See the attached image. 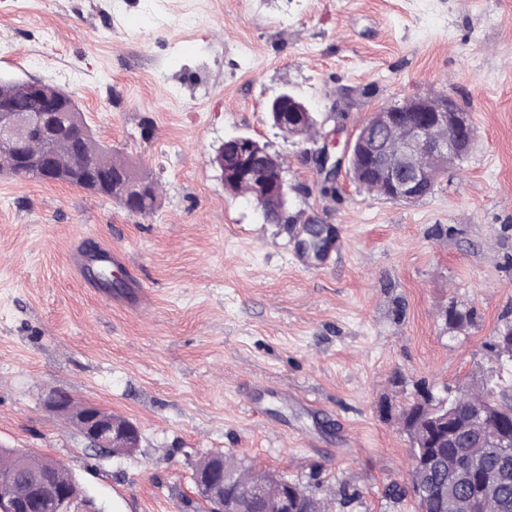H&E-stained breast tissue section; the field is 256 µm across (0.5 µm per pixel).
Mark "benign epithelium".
I'll return each instance as SVG.
<instances>
[{"label": "benign epithelium", "instance_id": "7a95c632", "mask_svg": "<svg viewBox=\"0 0 512 512\" xmlns=\"http://www.w3.org/2000/svg\"><path fill=\"white\" fill-rule=\"evenodd\" d=\"M289 109L281 111V100L273 98L268 112L274 126L292 137L303 135L307 118L314 117L308 106L293 97L288 98ZM384 124H401L405 134L401 140L385 148L379 147L377 131ZM86 131L70 127L65 113L56 100L45 103L40 112H19L10 100L0 98V146L10 149L17 161L20 176H35L46 182L57 183L60 174L52 155L30 150L37 139H66L74 152L82 150ZM475 137V130L466 112L450 95L408 98L400 103L376 110L346 140L332 134L326 136L315 150L317 175L325 184L336 180L344 165L360 158L370 174L383 184L386 198L395 202L415 199L425 190L428 175L421 166L423 158L436 161H456L466 157ZM257 140L247 135H234L224 141L212 164L221 177L250 175L247 158L255 149ZM68 180L88 189H112V172L91 167L75 166ZM258 193L287 204V183L284 172L273 177L256 176ZM319 224L312 221L302 228L296 246L317 260L323 258L331 241L320 242ZM499 402L488 394L472 399L458 393L448 402L439 404L432 421L421 425L423 434L416 442L419 448H437L442 443L455 446L463 435L478 445L489 443L503 460L512 457V434L498 431ZM77 426L90 447L108 456L118 457L132 453L139 445L137 429L128 421L112 416V412L87 406L76 416ZM199 496L205 498L210 512H238L226 505L227 496L224 468L215 465L206 472L193 474ZM36 486L44 489L22 500H0V512H33L48 499L50 512H100L96 499L80 498L68 488L43 479ZM468 488V496L459 497L457 489ZM448 497L451 512H483L485 501L495 495L497 486L476 480L473 469L464 460L448 468V480L437 488Z\"/></svg>", "mask_w": 512, "mask_h": 512}]
</instances>
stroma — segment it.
Listing matches in <instances>:
<instances>
[{
  "instance_id": "35a3bbf8",
  "label": "stroma",
  "mask_w": 512,
  "mask_h": 512,
  "mask_svg": "<svg viewBox=\"0 0 512 512\" xmlns=\"http://www.w3.org/2000/svg\"><path fill=\"white\" fill-rule=\"evenodd\" d=\"M0 79L72 93L159 189L140 217L0 174V448L57 460L105 512H202L192 471L216 452L328 512H415L385 494L409 478L402 407L512 375L490 347L512 323V0H0ZM285 90L320 138L268 122ZM426 94L454 95L476 130L431 196L390 201L345 171L318 182L322 135ZM236 134L282 160V223L212 166ZM313 219L336 234L320 261L294 244ZM99 243L126 252L151 303L74 277L72 249ZM54 391L130 420L139 448L90 449Z\"/></svg>"
}]
</instances>
